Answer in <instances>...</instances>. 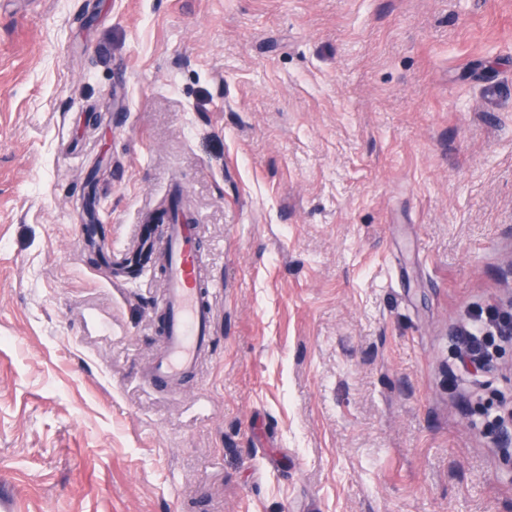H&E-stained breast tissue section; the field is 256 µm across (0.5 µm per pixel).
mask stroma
Returning <instances> with one entry per match:
<instances>
[{
    "mask_svg": "<svg viewBox=\"0 0 512 512\" xmlns=\"http://www.w3.org/2000/svg\"><path fill=\"white\" fill-rule=\"evenodd\" d=\"M180 196L217 328L172 388ZM512 0H0V512H512ZM470 328H464L458 336V352L462 359L480 365L490 357L497 339H503V328L512 321L508 314L497 311L488 312L483 318V311L472 315Z\"/></svg>",
    "mask_w": 512,
    "mask_h": 512,
    "instance_id": "stroma-1",
    "label": "stroma"
}]
</instances>
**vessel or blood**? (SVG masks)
I'll return each mask as SVG.
<instances>
[{"label":"vessel or blood","instance_id":"1","mask_svg":"<svg viewBox=\"0 0 512 512\" xmlns=\"http://www.w3.org/2000/svg\"><path fill=\"white\" fill-rule=\"evenodd\" d=\"M156 246L165 255V312L162 349L151 363L148 376L160 387L179 384L208 355L215 325V310L202 292L207 266L198 246L196 225L173 208Z\"/></svg>","mask_w":512,"mask_h":512}]
</instances>
